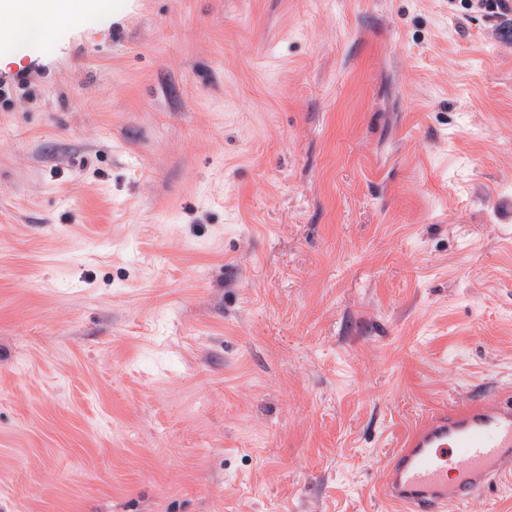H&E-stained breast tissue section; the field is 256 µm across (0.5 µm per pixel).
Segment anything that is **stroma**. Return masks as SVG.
I'll use <instances>...</instances> for the list:
<instances>
[{
	"mask_svg": "<svg viewBox=\"0 0 512 512\" xmlns=\"http://www.w3.org/2000/svg\"><path fill=\"white\" fill-rule=\"evenodd\" d=\"M131 3L0 57V512H398L415 424L512 393V32Z\"/></svg>",
	"mask_w": 512,
	"mask_h": 512,
	"instance_id": "1",
	"label": "stroma"
}]
</instances>
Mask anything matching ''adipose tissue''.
<instances>
[{
    "mask_svg": "<svg viewBox=\"0 0 512 512\" xmlns=\"http://www.w3.org/2000/svg\"><path fill=\"white\" fill-rule=\"evenodd\" d=\"M86 11L85 0H0V52L32 49L44 34L66 27Z\"/></svg>",
    "mask_w": 512,
    "mask_h": 512,
    "instance_id": "ef3b65f1",
    "label": "adipose tissue"
}]
</instances>
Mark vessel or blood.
<instances>
[{"mask_svg": "<svg viewBox=\"0 0 512 512\" xmlns=\"http://www.w3.org/2000/svg\"><path fill=\"white\" fill-rule=\"evenodd\" d=\"M512 479V394L483 392L426 415L390 458L383 498L399 512H448Z\"/></svg>", "mask_w": 512, "mask_h": 512, "instance_id": "1", "label": "vessel or blood"}]
</instances>
